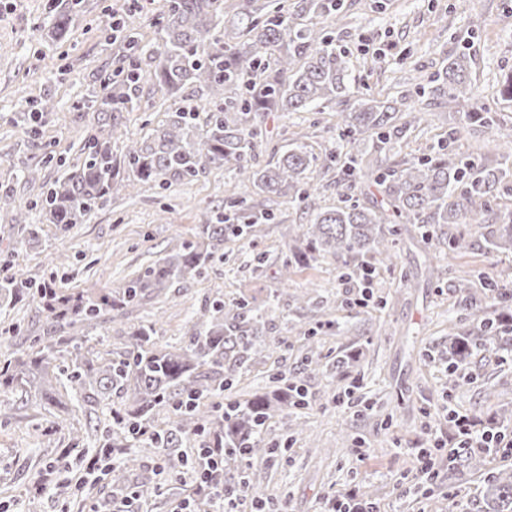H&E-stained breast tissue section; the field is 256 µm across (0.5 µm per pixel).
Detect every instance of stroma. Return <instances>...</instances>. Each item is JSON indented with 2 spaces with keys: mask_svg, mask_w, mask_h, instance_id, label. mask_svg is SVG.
I'll list each match as a JSON object with an SVG mask.
<instances>
[{
  "mask_svg": "<svg viewBox=\"0 0 512 512\" xmlns=\"http://www.w3.org/2000/svg\"><path fill=\"white\" fill-rule=\"evenodd\" d=\"M50 3L0 0V195L12 197L0 208V272L39 282L51 277L66 292L116 289L191 239L195 225L214 223L225 198H244L245 208L275 216L259 237L225 241L226 261L123 310L97 330L94 351L122 353L130 328L151 321L158 345L178 346L206 301L246 302L266 316L265 349L238 375L233 397L243 401L272 391L273 373L284 369L301 380L310 398L269 422L266 439L280 450L264 463L262 497H276L287 512H328L331 503L364 492L372 494L378 512H440L452 497L467 512H482L483 478L502 468L500 458H487L483 471L453 480L439 471L427 497L415 491L414 450L428 446L429 430L447 431V409L484 425L497 420L501 407L512 406V299L498 305V333L492 336L474 328L455 290L466 284L474 301L483 302L489 284L512 270V253L489 250L472 231L464 247L452 251L447 240L424 239L420 225L402 224L394 235L393 263L374 275L369 300H362L358 282L346 278V269L359 263L346 254L293 266L283 281L285 257L303 244L298 226L306 221L304 208L232 182L225 169L163 193L140 186L121 190L56 248L55 227L44 222L36 201L75 164L81 133L98 122L85 103L121 64L102 20L107 7H120L123 0H85L87 10L75 18L63 45L42 39L37 30ZM342 14L332 36L349 58L354 97L403 95L423 107L420 86L438 74L445 59L462 52L472 58L477 99L430 110L423 130L403 145V155L422 156L447 137L452 113L487 111L499 127L462 134L454 148L478 163L500 160L501 146L512 135V98L501 92L512 75V0H343ZM44 98L58 109L29 133L19 104ZM167 118L161 105L116 113L113 150L147 137ZM261 125V164L272 149L294 142L317 154L337 145L332 108L270 112ZM28 170L35 171V182L22 180ZM31 224L42 227L33 244L26 241ZM305 289L311 295L306 302L299 298ZM43 331L44 317L29 295L0 302V364L28 353ZM464 331L473 349L462 370L472 380L452 393L451 335ZM310 351L320 358L314 369L303 364ZM346 356L354 391L339 400L332 382L337 360ZM121 404L115 397L93 406L70 400L59 406L18 387L0 391V512H87L92 505L109 512L105 481L83 486L78 478L103 442L112 409ZM298 424L305 433L294 441L290 434ZM134 446L139 464L128 480L153 485L135 512H173L191 494L195 476L161 473L164 451L143 439ZM51 466L58 469L52 478Z\"/></svg>",
  "mask_w": 512,
  "mask_h": 512,
  "instance_id": "1",
  "label": "stroma"
}]
</instances>
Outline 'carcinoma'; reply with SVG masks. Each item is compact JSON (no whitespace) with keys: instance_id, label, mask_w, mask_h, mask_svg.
Returning a JSON list of instances; mask_svg holds the SVG:
<instances>
[{"instance_id":"1","label":"carcinoma","mask_w":512,"mask_h":512,"mask_svg":"<svg viewBox=\"0 0 512 512\" xmlns=\"http://www.w3.org/2000/svg\"><path fill=\"white\" fill-rule=\"evenodd\" d=\"M83 0H65L60 10L50 8L47 23L38 26L53 42L65 40L73 16L83 12ZM339 0H296L287 7L281 0H241L233 17L224 19V0H166L158 24L157 43L143 44L130 30L123 43L126 75L104 78L105 92L87 108L102 115L139 112L141 104L132 84L143 78L161 100H172L168 123L147 138L126 142L120 154L112 151L111 137L103 126L87 132L81 154L71 171L57 179L41 200V210L55 225L59 243L112 194L129 186L168 189L192 182L213 169L224 168L238 181H249L257 192L287 197L304 205L310 215L301 226L305 246L283 262L281 276L288 280L294 264L318 258L355 253L368 258L347 273L357 279L391 263L394 240L390 224H470L486 230L484 238L493 250H512V212L495 216L488 223L491 204L512 193V157L501 156L494 166L475 164L461 157L451 141L433 147L434 155L403 157L393 166L372 172V184L381 189L388 207H366L344 203L314 209L309 199L317 190L312 173L338 166L355 177V157L334 150L318 156L305 146L288 148L274 161L254 162L262 136L257 116L261 112H309L323 104L341 103L348 93V60L336 48L324 27L338 21ZM471 58L462 53L448 57L442 72L431 79L430 102L440 106L447 99L472 100L476 88L471 79ZM206 95L209 108L200 119L196 99L187 89ZM405 117L388 102L357 99L354 110L339 113L336 131L354 141L374 137L373 147L394 149L421 125L426 111L406 105ZM492 129L497 122L488 113L471 112L461 117L459 128ZM274 219L269 213L251 218L249 224H226L224 215L214 224H199L193 239L148 265L122 287L96 295L89 291L64 294L43 292L29 280L0 277V297L11 298L25 289L45 318V336L40 347L0 367V386L17 384L27 391L52 396L47 391L62 388L78 402L90 405L119 393L129 401L124 411L112 412L102 447L112 448L115 460L101 472L112 489H128L127 473L136 462L132 441L145 436L157 448L167 450L166 468L180 471L203 466L201 453L174 454L199 432L209 435L208 447L224 449V461L247 459L252 463L243 478L251 488L263 483L257 463L276 448L266 441L267 424L282 400L292 407L306 404V394L293 377L272 375L275 393H255L245 404L230 402L222 407L214 399L224 395L239 373L261 353L258 326L264 318L242 302L231 305L215 300L202 308L192 325L188 341L178 348L160 347L154 336L156 324L133 328L120 358L96 354L86 346L91 333L124 308L140 302L148 293L161 291L194 274L214 261L227 238L258 236L261 225ZM74 334L64 336L65 329ZM459 360L448 366V391L469 382L457 373L469 355L467 339L455 349ZM168 413L164 429L155 417ZM489 448L458 445L448 449L442 462L448 474L480 470ZM483 512H512V469L492 471L484 477Z\"/></svg>"}]
</instances>
